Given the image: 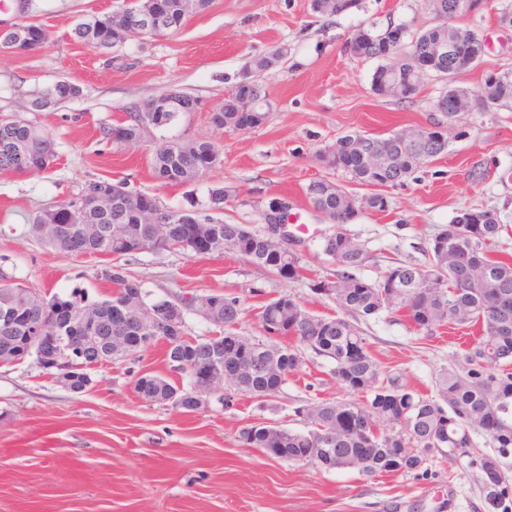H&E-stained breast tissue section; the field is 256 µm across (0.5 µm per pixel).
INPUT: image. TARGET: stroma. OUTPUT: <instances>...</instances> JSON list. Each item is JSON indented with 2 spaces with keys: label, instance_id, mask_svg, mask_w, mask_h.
Instances as JSON below:
<instances>
[{
  "label": "stroma",
  "instance_id": "1",
  "mask_svg": "<svg viewBox=\"0 0 512 512\" xmlns=\"http://www.w3.org/2000/svg\"><path fill=\"white\" fill-rule=\"evenodd\" d=\"M122 0H8L0 27L21 20L42 25L49 45L41 53H0V111L24 113L54 143L56 159L39 174L0 173V273L36 292L105 298L112 286L101 272L120 263L138 278L149 300L178 301L206 293L238 296V334H262L260 312L268 300L294 295L308 311L333 316L335 302L312 291L313 281L334 276L335 264L319 253L331 221L304 195L314 179L326 178L354 198L370 187L345 173L320 167L315 155L346 135L387 136L444 122L434 103L446 83L430 75L416 97L399 103L375 96L371 76L377 60L345 50L359 28L403 23L417 29L430 18L426 0H357L338 16L312 12L310 0H212L191 14L177 32L135 37L103 51L72 35L82 15L117 12ZM512 0H486L468 27L486 43L482 67L456 84L478 90L486 70H512V27L501 13ZM285 57L258 75L268 93L267 121L245 131H225L210 113L231 92L249 59L274 50ZM58 79L78 84L79 98L43 112L26 105L35 87ZM169 90L194 98L197 109L178 114L162 129L147 128L139 143L106 139L135 106ZM448 151L418 168L400 186L383 188L387 211H359L346 232L367 251L362 270L380 279L400 261L426 265L432 236L465 207L492 209L507 222L501 245L512 250V107L460 113L444 122ZM207 139L220 161L198 182L164 186L149 166L155 148L170 140ZM125 182L151 193L172 210L188 197L206 199L223 188V219L262 230L260 212L270 199L288 197L300 227L306 274L296 280L266 273L227 253L197 256L177 250H145L113 260L74 256L46 247L31 219L49 203L77 198L91 180ZM383 369L400 372L419 394L434 397L448 367L464 365L478 329L437 325L417 331L402 316L384 312L353 316ZM154 373L180 382L166 365L162 346L89 369V386L73 393L34 360L0 366V512H484L478 468L451 462L439 451L427 456V474L365 476L325 472L312 465L274 461L238 438L252 423L302 428L296 408L347 398L331 365L310 351L270 397L240 396L233 405L211 399L184 415L142 401L138 375Z\"/></svg>",
  "mask_w": 512,
  "mask_h": 512
}]
</instances>
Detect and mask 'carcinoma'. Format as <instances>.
<instances>
[{
  "label": "carcinoma",
  "mask_w": 512,
  "mask_h": 512,
  "mask_svg": "<svg viewBox=\"0 0 512 512\" xmlns=\"http://www.w3.org/2000/svg\"><path fill=\"white\" fill-rule=\"evenodd\" d=\"M182 2L162 0L172 32L184 24ZM429 8L433 23L416 31L393 23L383 30L362 27L346 43L349 54L380 61L371 79L375 95L400 103L412 100L421 85L418 70L424 67L448 77L447 92L454 96L458 91L455 77L483 63V39L473 29L458 24L473 13L471 0H430ZM448 20L460 35L459 42L452 56H438L433 53V43L448 34L444 28ZM15 27L13 48L17 50L35 39L48 42L45 29L36 23L22 21ZM73 34L102 50L119 46L112 35L110 16H86L75 24ZM81 95V88L74 83H50L33 91L29 108L42 111ZM511 105L512 75L496 82L485 81L478 91L471 93L470 107L479 112ZM153 109L151 101L129 113L118 141H140ZM246 119L231 92L213 117V124L218 129L236 130ZM394 137L393 133L386 137L364 136L368 145L386 155L388 165L382 171L372 168L351 147L349 135L336 140L333 147L319 151L315 160L323 168L344 172L359 185L394 187L404 184L425 161L448 148V139L436 132L427 141L403 149L394 144ZM219 155V146L212 141L173 142L152 154L150 166L155 180L162 185L190 184L203 177ZM54 157L49 137L31 121L22 117L0 119V172L40 173L50 167ZM304 193L314 208L341 224L350 223L361 209H388V200L380 193L357 200L322 178L310 181ZM81 196L88 199L82 207L76 206L74 200L60 204L72 209L71 232H60L57 225L47 223L43 210L35 216L31 229L47 247L76 256L107 255L117 259L139 247H153L151 225L144 223L140 205L114 189L111 181L92 180L85 184ZM196 206L192 202L188 210L166 208L161 215L171 226L173 241L180 243V249L194 250L192 237L199 228L211 235L213 253L227 250L273 274L278 272L279 259L262 248L261 232L218 218L224 212V189L209 192L204 207L211 214L206 216V223L198 226L188 223ZM502 230L497 211L462 209L433 236L427 265L398 263L377 281L361 276L368 256L365 252L353 254L345 250L344 239L348 234L338 231L323 240L320 250L336 264V273L332 278L315 282L312 290L333 299L344 313L365 318L391 310L405 314L418 331H429L448 322L479 325L483 334L477 345L465 353L463 370L441 373L437 380L438 398H426L409 389L402 375L382 369L357 325L341 316L329 318L310 313L296 297L282 294L263 305L261 313L275 319L280 340L254 339V371L246 373L233 391L262 395V359L272 352L288 360V370H295L301 363V353L283 343L285 339H295L332 364L331 374L344 389L361 394L366 400H336L298 409L297 415L307 425L305 430L273 428L265 423L247 425L239 431L244 445L260 448L273 459L311 462L327 472L341 469V455L368 448L373 459L363 474L374 476L417 475L428 452L444 449L450 459H471L483 475L504 474L505 449L512 450V372L506 371V365L512 361V260L489 254V246L498 241ZM480 266L486 269L488 285L475 278V270ZM102 276L112 283L113 291L93 303L100 315L98 335L124 336L129 351L145 350L147 340L143 333L135 325L112 317V303L141 289V282L125 275L119 265L104 270ZM212 299L220 302V307L206 319L214 325L234 326L241 314L239 297L214 293ZM196 300L193 296L179 304L159 301L164 320L177 322L181 334H186L185 314L196 308ZM3 310H21L27 321L0 319V351L7 350L4 337L26 335L29 324L41 325L48 335L55 332L51 311L42 295L19 282L8 283L6 276L0 274V312ZM211 347L210 338L183 345L185 366L176 364L170 353H164L170 370L184 376L187 383L180 386L161 375L145 374L137 378L134 389H144V399L151 403L186 412L194 390L188 366L209 361ZM380 420L397 424L403 421L406 432H380L376 427ZM487 420L492 424V431L488 432L492 448L476 456L470 427L474 422ZM313 448H327L329 452L313 458ZM481 490L486 512H512V486L508 481L483 484Z\"/></svg>",
  "instance_id": "cac0c4a2"
}]
</instances>
